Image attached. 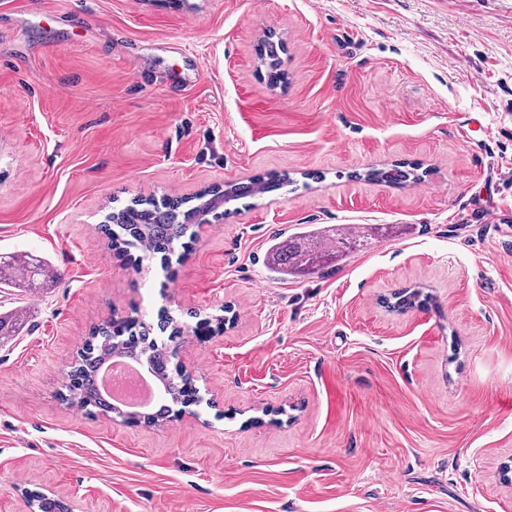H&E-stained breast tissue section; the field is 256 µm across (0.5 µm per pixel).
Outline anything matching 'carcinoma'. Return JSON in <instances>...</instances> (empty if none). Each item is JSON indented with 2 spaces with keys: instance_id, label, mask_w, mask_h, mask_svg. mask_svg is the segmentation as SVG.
I'll return each mask as SVG.
<instances>
[{
  "instance_id": "carcinoma-1",
  "label": "carcinoma",
  "mask_w": 512,
  "mask_h": 512,
  "mask_svg": "<svg viewBox=\"0 0 512 512\" xmlns=\"http://www.w3.org/2000/svg\"><path fill=\"white\" fill-rule=\"evenodd\" d=\"M365 177L389 183H405L420 180L419 174L404 170L398 165L384 169H371ZM293 184L290 178L273 177L256 188L254 183L234 184L229 187L227 200L255 197L268 189ZM212 191L205 190L195 197L198 204L188 208L189 200L182 197H166L160 201L134 199L129 204L110 213L107 222L98 230L115 248L141 246L151 255L161 256L164 263L171 262L177 247H187L194 238L197 225L193 219L206 212L207 197ZM392 224H359L349 227L340 224L334 228L307 226L301 228L296 238L275 242L269 246V270L281 279L314 274L327 264H335L379 238L394 233ZM54 277L50 266L38 259L24 260L0 255V288L29 289L39 281ZM21 326L20 315L0 316V337L13 336ZM158 330L168 333L159 341L152 336V328L135 319L120 324L100 325L90 333L77 353L65 385V400L69 405L88 414L109 413L112 404L104 400L97 386L98 371L108 357L120 352L124 357L144 361L160 383V395L153 412L142 416L149 426L161 424L170 413V406L183 405L188 400L202 401L191 379L179 369L172 368L176 351L184 333L182 326L172 319L163 320ZM31 512H66L64 503L40 492L29 496Z\"/></svg>"
}]
</instances>
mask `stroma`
I'll return each mask as SVG.
<instances>
[{
    "instance_id": "35a3bbf8",
    "label": "stroma",
    "mask_w": 512,
    "mask_h": 512,
    "mask_svg": "<svg viewBox=\"0 0 512 512\" xmlns=\"http://www.w3.org/2000/svg\"><path fill=\"white\" fill-rule=\"evenodd\" d=\"M394 163L422 180L363 177ZM272 174L166 269L96 230ZM305 224L404 232L274 279ZM0 253L56 272L0 292V512H512V0H0ZM162 313L203 404L61 400L91 328Z\"/></svg>"
}]
</instances>
